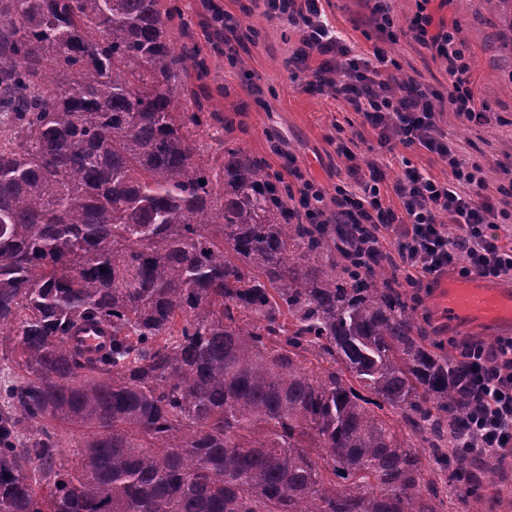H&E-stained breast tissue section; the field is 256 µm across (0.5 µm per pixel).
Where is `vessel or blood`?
<instances>
[{
  "label": "vessel or blood",
  "instance_id": "1",
  "mask_svg": "<svg viewBox=\"0 0 512 512\" xmlns=\"http://www.w3.org/2000/svg\"><path fill=\"white\" fill-rule=\"evenodd\" d=\"M435 294L450 316L463 323L512 328V290L492 286L482 278L446 276Z\"/></svg>",
  "mask_w": 512,
  "mask_h": 512
}]
</instances>
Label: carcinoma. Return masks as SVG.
I'll return each mask as SVG.
<instances>
[{
	"instance_id": "1",
	"label": "carcinoma",
	"mask_w": 512,
	"mask_h": 512,
	"mask_svg": "<svg viewBox=\"0 0 512 512\" xmlns=\"http://www.w3.org/2000/svg\"><path fill=\"white\" fill-rule=\"evenodd\" d=\"M177 18L0 0V512H483L469 366L288 223Z\"/></svg>"
}]
</instances>
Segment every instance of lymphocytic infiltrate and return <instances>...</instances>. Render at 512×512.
<instances>
[{
    "instance_id": "1",
    "label": "lymphocytic infiltrate",
    "mask_w": 512,
    "mask_h": 512,
    "mask_svg": "<svg viewBox=\"0 0 512 512\" xmlns=\"http://www.w3.org/2000/svg\"><path fill=\"white\" fill-rule=\"evenodd\" d=\"M267 17L288 21L300 33L288 59L306 77L308 91L343 99L374 130L379 146H417L448 166L439 181L407 167L393 181L399 208L386 205L381 186L385 173L377 162L355 164L346 143L337 152L349 160L345 180L333 196L306 179L296 166L288 190V212L297 224L345 225L355 263L385 255L393 282L422 289L448 269L495 280H512V239L497 228L512 223V166H502L496 187H489L483 168L463 160L441 126L443 111L465 126L492 120L487 103L475 100L471 63L456 42V25L434 18L431 0H418L408 29L415 40L447 62L448 92L439 94L413 80L399 79L390 69L387 47L397 39L392 0H369V24L379 44L361 55L329 22L321 0H261ZM461 358L475 369V402L467 444L489 449L498 462L512 461V336L471 344Z\"/></svg>"
}]
</instances>
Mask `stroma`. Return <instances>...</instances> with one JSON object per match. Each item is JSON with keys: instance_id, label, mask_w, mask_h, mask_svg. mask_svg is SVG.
Masks as SVG:
<instances>
[{"instance_id": "35a3bbf8", "label": "stroma", "mask_w": 512, "mask_h": 512, "mask_svg": "<svg viewBox=\"0 0 512 512\" xmlns=\"http://www.w3.org/2000/svg\"><path fill=\"white\" fill-rule=\"evenodd\" d=\"M213 3L258 31L254 42L240 50L237 62H229L222 42L208 39L205 33ZM178 4L188 23L174 25L173 38L177 45H188L205 57L209 68L201 89L205 107L217 117L232 120L235 143L261 160L271 174H285L284 157L289 154L306 178L333 193L348 166L346 158L337 154L336 144L350 139L355 143L357 163H380L387 181H394L408 165L433 178L447 179V164L433 154L401 145L390 153L377 150L373 131L363 126L347 103L305 90L288 68L300 34L287 21L266 17L252 7L251 0H178ZM322 5L356 52H372L366 0H322ZM393 10L398 30L390 51L400 66V76L447 92L444 62L432 58L407 28L416 0H394ZM442 14L458 24V37L471 59L472 87L490 105L493 119L487 126L465 128L446 111L441 125L456 142L461 158L481 164L493 180L501 164L512 161V30L486 0H449ZM418 313L430 322L433 339L442 343L465 336L489 340L497 335L492 328L453 322L427 291L421 294Z\"/></svg>"}]
</instances>
